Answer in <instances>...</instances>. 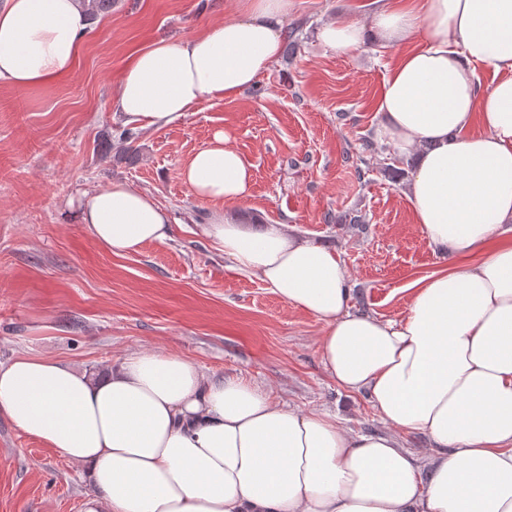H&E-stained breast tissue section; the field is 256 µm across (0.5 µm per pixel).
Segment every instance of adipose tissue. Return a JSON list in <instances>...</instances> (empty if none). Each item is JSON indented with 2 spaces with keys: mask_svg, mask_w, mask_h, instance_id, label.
I'll use <instances>...</instances> for the list:
<instances>
[{
  "mask_svg": "<svg viewBox=\"0 0 512 512\" xmlns=\"http://www.w3.org/2000/svg\"><path fill=\"white\" fill-rule=\"evenodd\" d=\"M290 0H245L203 34L133 51L113 100L126 124L161 127L204 101L252 87L280 55ZM90 21L81 0H0V86L69 75ZM411 44L384 79L378 136L412 157L405 195L428 243L462 257L512 229V0L381 6L368 25L324 23L318 42L347 54L366 29ZM491 70L480 87L476 66ZM218 202L204 226L239 269L323 326L324 370L363 393L385 433L277 403L260 386L216 378L164 351L107 375L25 355L0 365V413L80 470L82 512H512V247L423 277L404 316L350 309L336 253L290 225L252 230L232 205L252 171L223 131L181 170ZM80 219L116 255L165 241L170 217L123 183L83 192ZM426 435L417 456L400 433Z\"/></svg>",
  "mask_w": 512,
  "mask_h": 512,
  "instance_id": "1",
  "label": "adipose tissue"
}]
</instances>
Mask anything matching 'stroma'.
Instances as JSON below:
<instances>
[{"mask_svg":"<svg viewBox=\"0 0 512 512\" xmlns=\"http://www.w3.org/2000/svg\"><path fill=\"white\" fill-rule=\"evenodd\" d=\"M239 0H115L90 27L73 72L26 90L0 87V365L30 353L107 373L126 355L162 350L214 377L258 384L289 407L342 426L384 431L362 394L340 388L317 352L321 324L235 268L203 227L213 202L180 169L215 131L250 165L239 208L293 225L334 249L350 273L354 311L401 318L411 286L451 267L414 221L384 153L358 160L381 123L376 100L400 46L369 38L335 54L315 39L331 20L368 23L372 0H293L278 59L233 99H214L164 127L140 130L137 157L112 109L127 53L237 17ZM123 181L171 217L169 239L117 256L78 220L82 192ZM358 214L362 225L342 223ZM89 485L53 449L0 414V512H82Z\"/></svg>","mask_w":512,"mask_h":512,"instance_id":"35a3bbf8","label":"stroma"}]
</instances>
